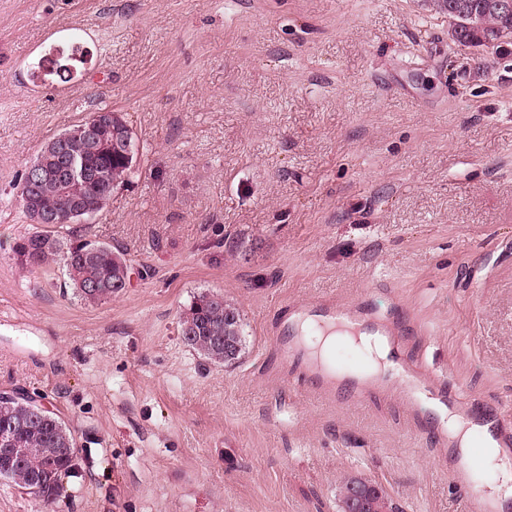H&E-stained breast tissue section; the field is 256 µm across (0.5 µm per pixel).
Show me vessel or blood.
I'll return each mask as SVG.
<instances>
[{
    "label": "vessel or blood",
    "mask_w": 512,
    "mask_h": 512,
    "mask_svg": "<svg viewBox=\"0 0 512 512\" xmlns=\"http://www.w3.org/2000/svg\"><path fill=\"white\" fill-rule=\"evenodd\" d=\"M301 319L326 333L340 331L370 337L386 351L385 364L372 368L362 358L350 365L322 364L296 339V323ZM408 329V323L399 316H378L367 303L346 306L331 298H318L289 307L276 328L275 343L284 361L293 366L299 387L341 403L358 402L396 387L407 407L417 414L421 405L428 403L437 411L462 416L473 434V449L467 463L454 470L453 478L460 488H468L471 469L484 467L499 458L512 459V415L497 408L463 402L446 381L428 376L409 362L403 352V338ZM416 422L421 425L425 419L418 414ZM469 512H512V496L505 499L470 496Z\"/></svg>",
    "instance_id": "obj_1"
}]
</instances>
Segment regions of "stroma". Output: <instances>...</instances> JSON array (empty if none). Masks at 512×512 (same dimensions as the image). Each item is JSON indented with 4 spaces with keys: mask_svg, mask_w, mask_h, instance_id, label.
Instances as JSON below:
<instances>
[{
    "mask_svg": "<svg viewBox=\"0 0 512 512\" xmlns=\"http://www.w3.org/2000/svg\"><path fill=\"white\" fill-rule=\"evenodd\" d=\"M58 37L86 79L31 96ZM103 110L135 172L58 236L124 250L130 282L89 304L12 246L35 229L22 175ZM205 291L241 314L234 365L177 332ZM318 297L411 317V362L512 406V46L453 44L432 0H0V391L76 439L56 512H340L350 475L400 512H467L398 391L290 383L275 329Z\"/></svg>",
    "mask_w": 512,
    "mask_h": 512,
    "instance_id": "1",
    "label": "stroma"
}]
</instances>
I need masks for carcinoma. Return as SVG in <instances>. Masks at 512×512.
I'll use <instances>...</instances> for the list:
<instances>
[{
	"instance_id": "obj_1",
	"label": "carcinoma",
	"mask_w": 512,
	"mask_h": 512,
	"mask_svg": "<svg viewBox=\"0 0 512 512\" xmlns=\"http://www.w3.org/2000/svg\"><path fill=\"white\" fill-rule=\"evenodd\" d=\"M434 4L448 18V35L452 42L463 47H482L496 50L512 43V12L506 13L502 0H434ZM72 50L71 57H55L51 51L33 63L31 70L38 77L56 76L62 82L74 79L73 61L84 62ZM83 120L66 132L74 151L73 166L95 168L99 171L100 185L83 191L84 205L94 213L100 212L112 196L114 189L129 181L134 173L136 155H125L112 148V130L136 142L132 127L119 112L106 117L107 138L93 145L85 142ZM59 145L50 140L37 156L46 170L43 180L31 191L21 184L20 204L33 223L39 217L59 209L64 201V184L56 176L60 166ZM53 224L41 225V230L30 233L16 243L14 251L21 261L39 267L58 259L77 294L85 301L96 303L112 299L127 288L128 259L121 251L88 241L64 242L51 234ZM179 332L186 345L198 351L208 361L231 365L235 360L224 354V344L243 346L242 324L237 308L224 301V296L202 292L179 315ZM22 418L23 425L16 428L17 445L30 449L28 457L12 468L8 481L23 493L49 507L62 496L63 486L56 481L58 471L74 473L75 464L62 449L64 439L75 441L61 417L50 411L39 413L24 408L0 410V423L4 413ZM357 486L369 488L365 512H396L391 499L377 484L356 476L347 477L341 487L342 512H350L349 502Z\"/></svg>"
}]
</instances>
